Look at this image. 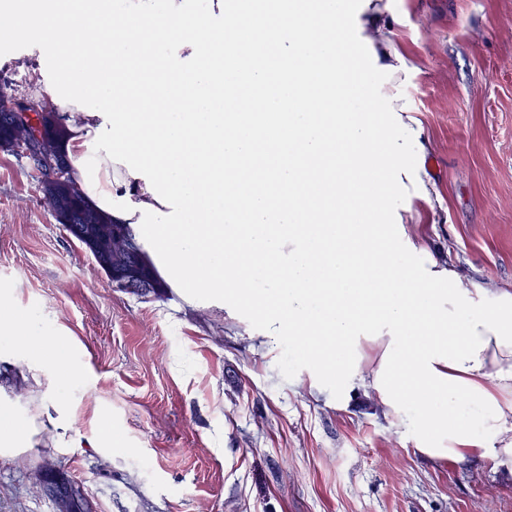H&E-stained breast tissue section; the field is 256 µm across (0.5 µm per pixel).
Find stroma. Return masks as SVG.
<instances>
[{
    "instance_id": "stroma-1",
    "label": "stroma",
    "mask_w": 512,
    "mask_h": 512,
    "mask_svg": "<svg viewBox=\"0 0 512 512\" xmlns=\"http://www.w3.org/2000/svg\"><path fill=\"white\" fill-rule=\"evenodd\" d=\"M401 69L383 102L421 130L391 204L417 248L452 254L483 285L512 286V0H362ZM33 164L0 149V290L46 336L66 335L72 378L0 343V405L43 431L0 452V512H55L44 458L93 512H512V474L429 459L363 395L311 382L288 337L181 289L114 288L43 206Z\"/></svg>"
}]
</instances>
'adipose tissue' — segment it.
I'll return each instance as SVG.
<instances>
[{
    "label": "adipose tissue",
    "mask_w": 512,
    "mask_h": 512,
    "mask_svg": "<svg viewBox=\"0 0 512 512\" xmlns=\"http://www.w3.org/2000/svg\"><path fill=\"white\" fill-rule=\"evenodd\" d=\"M350 21V0H9L0 38L37 49L74 187L144 229L164 282L299 338L421 455L512 471V288L417 257L390 206L408 125L373 80L392 51ZM8 300L0 337L66 370V341L19 337Z\"/></svg>",
    "instance_id": "adipose-tissue-1"
}]
</instances>
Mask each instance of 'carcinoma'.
Returning <instances> with one entry per match:
<instances>
[{
	"mask_svg": "<svg viewBox=\"0 0 512 512\" xmlns=\"http://www.w3.org/2000/svg\"><path fill=\"white\" fill-rule=\"evenodd\" d=\"M17 98L11 85L3 80L0 82V147L7 148L11 142L13 127L12 115L6 108L5 101ZM20 101L29 104L40 127L41 137L45 138L49 152H41L31 160L45 176L42 182L43 203L63 221L70 225L72 237L78 241L92 240L99 247L98 260L101 264L112 262L107 241L112 235V224L108 219L88 208L80 196L74 194L72 183L67 177V165L58 149L59 142L64 138L65 131L58 116L45 102L34 97H22ZM127 264L138 268L139 278L131 292L137 294H161L166 285L158 278L152 263L148 262L142 251H137L127 258ZM40 484L53 498L57 512H91L90 503L84 498L79 488L72 484L58 485L50 478L59 473V469L41 467Z\"/></svg>",
	"mask_w": 512,
	"mask_h": 512,
	"instance_id": "cac0c4a2",
	"label": "carcinoma"
}]
</instances>
